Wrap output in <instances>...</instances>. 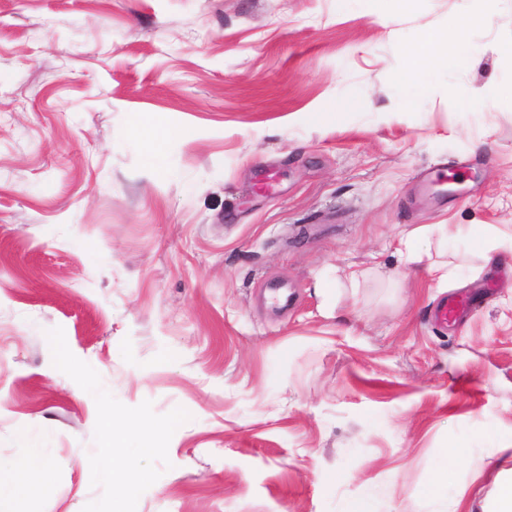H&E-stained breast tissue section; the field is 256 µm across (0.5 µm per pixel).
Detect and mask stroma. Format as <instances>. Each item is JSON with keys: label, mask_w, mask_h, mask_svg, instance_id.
I'll use <instances>...</instances> for the list:
<instances>
[{"label": "stroma", "mask_w": 512, "mask_h": 512, "mask_svg": "<svg viewBox=\"0 0 512 512\" xmlns=\"http://www.w3.org/2000/svg\"><path fill=\"white\" fill-rule=\"evenodd\" d=\"M478 6L407 103L405 47ZM491 83L512 0H0V460L51 473L0 512H101L108 413L161 448L126 460L137 512H488L512 474V254L478 252L512 235ZM456 168L431 202L421 174ZM457 293L476 311L435 325ZM132 136L140 141L144 147L155 157L159 158L161 154L160 140L161 130L151 121L147 120L139 123L131 129ZM453 472L448 467V462H443L439 468L432 474L429 482L427 483L424 492L428 496L436 497L443 493L448 487V483L452 481Z\"/></svg>", "instance_id": "obj_1"}]
</instances>
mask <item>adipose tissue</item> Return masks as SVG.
I'll list each match as a JSON object with an SVG mask.
<instances>
[{
	"mask_svg": "<svg viewBox=\"0 0 512 512\" xmlns=\"http://www.w3.org/2000/svg\"><path fill=\"white\" fill-rule=\"evenodd\" d=\"M482 19L475 14L455 16L448 21V32H433L424 42L407 47L409 59L407 69L399 80L411 91H418L435 59L438 47H446L450 52H461L469 43L472 29L480 25ZM132 424L119 425L113 419H106L101 427V448L96 460L94 476L98 481L124 486L121 496L112 500L103 512H136L135 499L139 485L145 475L141 472H125L118 466L119 460L127 453V436ZM6 476H0V498H26L42 492L48 484L49 473L42 460L24 452L6 465Z\"/></svg>",
	"mask_w": 512,
	"mask_h": 512,
	"instance_id": "adipose-tissue-1",
	"label": "adipose tissue"
}]
</instances>
